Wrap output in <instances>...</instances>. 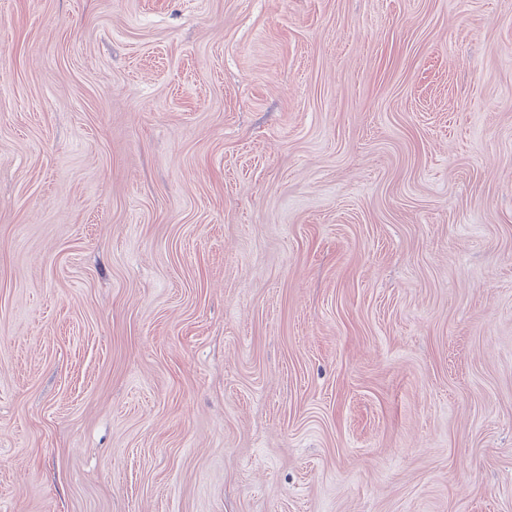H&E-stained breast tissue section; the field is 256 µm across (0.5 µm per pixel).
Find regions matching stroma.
I'll use <instances>...</instances> for the list:
<instances>
[{"label":"stroma","instance_id":"1","mask_svg":"<svg viewBox=\"0 0 512 512\" xmlns=\"http://www.w3.org/2000/svg\"><path fill=\"white\" fill-rule=\"evenodd\" d=\"M0 512H512V0H0Z\"/></svg>","mask_w":512,"mask_h":512}]
</instances>
